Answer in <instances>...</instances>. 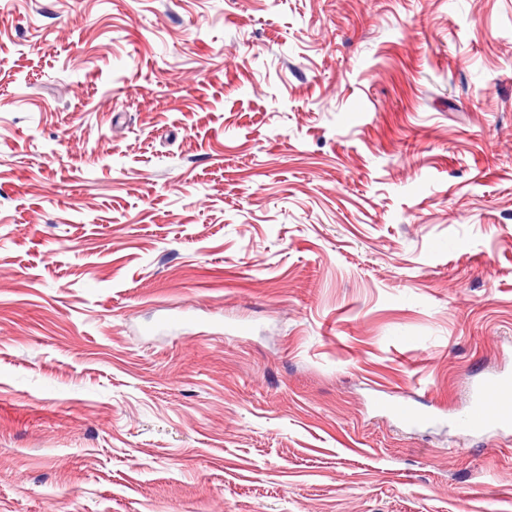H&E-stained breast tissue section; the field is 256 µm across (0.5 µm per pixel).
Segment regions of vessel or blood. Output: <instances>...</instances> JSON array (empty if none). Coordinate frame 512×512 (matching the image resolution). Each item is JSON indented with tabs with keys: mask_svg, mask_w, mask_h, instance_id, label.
<instances>
[{
	"mask_svg": "<svg viewBox=\"0 0 512 512\" xmlns=\"http://www.w3.org/2000/svg\"><path fill=\"white\" fill-rule=\"evenodd\" d=\"M394 417L415 425L426 419L416 407L391 400L380 403ZM465 431H481L490 427H512V376L499 375L480 379L473 390L468 410L456 421Z\"/></svg>",
	"mask_w": 512,
	"mask_h": 512,
	"instance_id": "obj_1",
	"label": "vessel or blood"
}]
</instances>
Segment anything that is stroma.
Segmentation results:
<instances>
[{
  "label": "stroma",
  "instance_id": "obj_1",
  "mask_svg": "<svg viewBox=\"0 0 512 512\" xmlns=\"http://www.w3.org/2000/svg\"><path fill=\"white\" fill-rule=\"evenodd\" d=\"M504 373L512 0H0V512H512ZM465 431L490 427H512V376L480 379L473 390L468 410L456 421ZM377 403L385 412L408 424H420L427 419L424 413L407 403L391 400H378Z\"/></svg>",
  "mask_w": 512,
  "mask_h": 512
}]
</instances>
